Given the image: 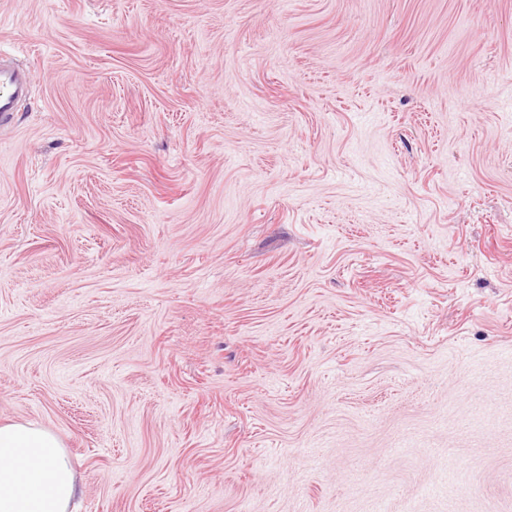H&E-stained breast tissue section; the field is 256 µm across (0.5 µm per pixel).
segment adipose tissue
I'll return each instance as SVG.
<instances>
[{
  "mask_svg": "<svg viewBox=\"0 0 512 512\" xmlns=\"http://www.w3.org/2000/svg\"><path fill=\"white\" fill-rule=\"evenodd\" d=\"M78 492L55 434L30 421L0 424V512H68Z\"/></svg>",
  "mask_w": 512,
  "mask_h": 512,
  "instance_id": "ef3b65f1",
  "label": "adipose tissue"
}]
</instances>
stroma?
Wrapping results in <instances>:
<instances>
[{"label":"stroma","mask_w":512,"mask_h":512,"mask_svg":"<svg viewBox=\"0 0 512 512\" xmlns=\"http://www.w3.org/2000/svg\"><path fill=\"white\" fill-rule=\"evenodd\" d=\"M0 421L78 512H512V0H0ZM30 92V75L20 64L0 60V123L11 120L17 102Z\"/></svg>","instance_id":"stroma-1"}]
</instances>
